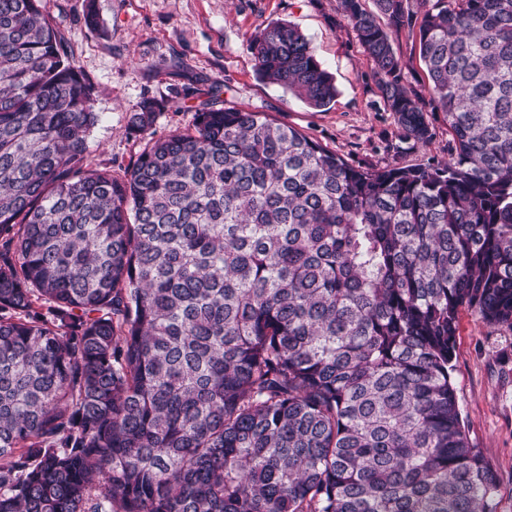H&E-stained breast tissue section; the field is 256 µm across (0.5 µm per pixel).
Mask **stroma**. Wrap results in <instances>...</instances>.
Wrapping results in <instances>:
<instances>
[{
  "label": "stroma",
  "mask_w": 512,
  "mask_h": 512,
  "mask_svg": "<svg viewBox=\"0 0 512 512\" xmlns=\"http://www.w3.org/2000/svg\"><path fill=\"white\" fill-rule=\"evenodd\" d=\"M99 28L86 26L85 0H42L69 46L71 61L95 87L98 122L87 137V161L123 175L151 139L191 126L200 92L222 83L226 105L272 113L350 164L365 168L448 160L454 143L443 113L431 116L435 135L421 146L402 141L386 112L372 61L344 21L338 0H95ZM297 25L336 85L326 107L314 108L260 79L248 49L268 23ZM394 49L405 83L428 96L418 47L406 36ZM165 104L144 133L128 127L143 99ZM452 380L466 432L498 470L497 512H512V331L494 330L465 311Z\"/></svg>",
  "instance_id": "obj_1"
}]
</instances>
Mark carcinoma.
<instances>
[{
  "label": "carcinoma",
  "mask_w": 512,
  "mask_h": 512,
  "mask_svg": "<svg viewBox=\"0 0 512 512\" xmlns=\"http://www.w3.org/2000/svg\"><path fill=\"white\" fill-rule=\"evenodd\" d=\"M371 2L385 107L423 146L442 108L449 160L357 168L214 84L119 178L55 20L0 0V512H496L451 371L461 311L512 331V0ZM249 49L335 98L297 26ZM392 37L394 49L401 56L403 62L404 82L417 94L428 100L430 82L425 67L419 59L417 44L404 34Z\"/></svg>",
  "instance_id": "obj_1"
}]
</instances>
